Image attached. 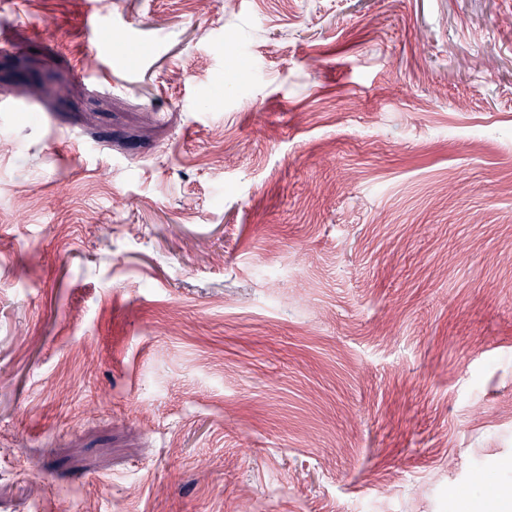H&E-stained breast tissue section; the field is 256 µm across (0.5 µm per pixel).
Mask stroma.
Wrapping results in <instances>:
<instances>
[{"instance_id": "obj_1", "label": "stroma", "mask_w": 512, "mask_h": 512, "mask_svg": "<svg viewBox=\"0 0 512 512\" xmlns=\"http://www.w3.org/2000/svg\"><path fill=\"white\" fill-rule=\"evenodd\" d=\"M85 2L0 0V512H512V0Z\"/></svg>"}]
</instances>
